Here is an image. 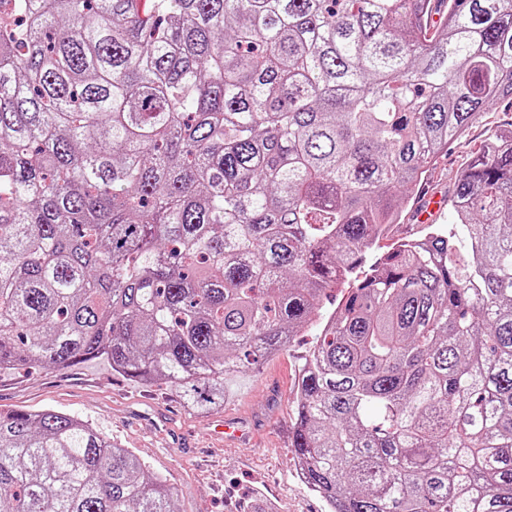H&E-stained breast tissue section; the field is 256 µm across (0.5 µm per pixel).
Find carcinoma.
<instances>
[{
	"label": "carcinoma",
	"mask_w": 512,
	"mask_h": 512,
	"mask_svg": "<svg viewBox=\"0 0 512 512\" xmlns=\"http://www.w3.org/2000/svg\"><path fill=\"white\" fill-rule=\"evenodd\" d=\"M0 0V371L104 358L187 409L317 322L289 448L328 512H512V0ZM131 450L0 411L4 512H174ZM511 121V103L499 101L471 125L469 131L461 140L448 144V153L443 154L438 159L434 169L427 175L421 185L415 188V199L408 205H404L405 208L400 224H396L391 228L388 238L380 241V245H388L397 239L413 233V235H418L422 228L417 226L416 221L420 224L430 222L442 208L440 197L427 195L423 204L418 208L415 220V211L422 198L427 193L433 192L442 195L448 202V191L466 166L471 154L480 147L487 132L498 127H504L510 124ZM401 224H409L410 233L402 236L399 231Z\"/></svg>",
	"instance_id": "1"
}]
</instances>
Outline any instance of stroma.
Returning <instances> with one entry per match:
<instances>
[{
	"mask_svg": "<svg viewBox=\"0 0 512 512\" xmlns=\"http://www.w3.org/2000/svg\"><path fill=\"white\" fill-rule=\"evenodd\" d=\"M510 123L512 103L498 102L449 144L415 189V202L404 208L402 221L411 233L421 231L417 199L430 192L447 195L487 132ZM313 342L308 333L296 337L289 350L245 370L237 395L203 416L184 407L168 384H139L103 360L1 372L0 410L52 409L90 423L166 479L175 512H254L261 501L274 512H327L298 477L288 447L299 358ZM226 418L240 422L242 436H213L214 426Z\"/></svg>",
	"mask_w": 512,
	"mask_h": 512,
	"instance_id": "stroma-1",
	"label": "stroma"
}]
</instances>
